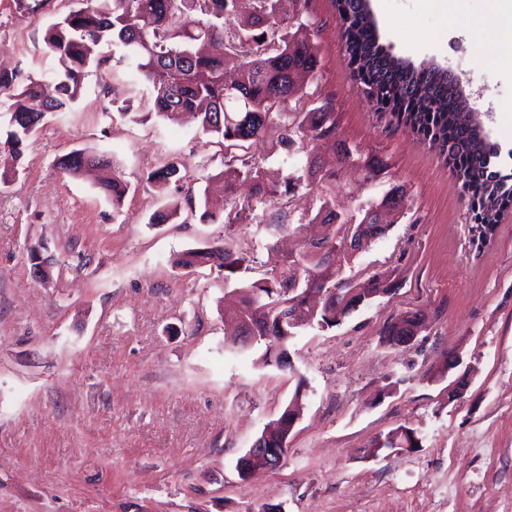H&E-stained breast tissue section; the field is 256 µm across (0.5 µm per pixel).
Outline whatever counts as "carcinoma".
<instances>
[{
  "label": "carcinoma",
  "mask_w": 512,
  "mask_h": 512,
  "mask_svg": "<svg viewBox=\"0 0 512 512\" xmlns=\"http://www.w3.org/2000/svg\"><path fill=\"white\" fill-rule=\"evenodd\" d=\"M69 12L50 24L45 31L46 53L54 66L35 78H22L20 71L0 69V112L9 115L7 141L12 145V163L0 172V182L8 184L23 172L22 159L29 141L48 114L71 110L82 92V81L90 68L100 70L110 56L92 58L89 45L105 44L122 50L127 63L147 85L148 114L175 122L184 112L199 117L203 134L217 138L224 149V198L213 199L207 193L198 196L193 187H184L188 176L179 165L167 162L147 174L168 203L157 210L153 224H166L180 216L187 204L192 216L202 223L250 224L256 207L274 198L292 197L302 181L321 188L319 205L306 214V224L328 225L325 244L336 247L360 224L376 219L372 205L358 208L336 220V200L328 186L336 182V167L322 165L316 147L322 138L336 135L337 115L327 103L310 109L296 106L285 113L284 120L270 126V111L304 97L306 78L321 68L317 48L307 42H293V24L280 13V0H255L254 10L241 14L232 0H71ZM339 14L353 17L342 32L347 57L358 63L369 82L396 98L395 111L406 97H411V121L417 134L439 141V153L452 163L457 179L466 185L472 178L474 196L492 198L508 187L512 202V174L494 168L492 160L499 147L479 135L481 120L457 110L458 87L451 77L423 76L409 69L403 60L390 54L379 43L369 0H336ZM265 40L258 41V38ZM238 58V69L229 77L225 56ZM289 156L297 150L306 152L302 174L289 176L283 188L269 186L263 167L251 148L261 141ZM338 164L361 172L365 179L378 176L376 159L364 158L360 150L343 145ZM57 166L69 177L86 168L100 171L98 189L112 204L120 206L130 190L120 171L103 155L72 150L58 157ZM242 181L252 185L250 199L236 203V191ZM503 205L479 210L480 223L475 229L494 233ZM246 258L238 255L232 244L190 249L174 260V267L196 269L215 265L224 269L229 282L243 268ZM340 269L323 268L308 248L295 257L275 255L270 258L265 278L238 288L240 306L228 315L237 335L258 336L263 347L261 360L272 364L277 343L265 340L269 321L279 308L298 297L290 292L298 281L321 276L331 287L345 284L350 298L340 316L352 312L361 302L393 287L390 277L371 271L362 282L339 277ZM419 447L416 433L401 428L378 444V450Z\"/></svg>",
  "instance_id": "carcinoma-1"
}]
</instances>
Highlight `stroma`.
I'll return each instance as SVG.
<instances>
[{"label": "stroma", "mask_w": 512, "mask_h": 512, "mask_svg": "<svg viewBox=\"0 0 512 512\" xmlns=\"http://www.w3.org/2000/svg\"><path fill=\"white\" fill-rule=\"evenodd\" d=\"M501 4L378 0L373 13L392 55L460 78L508 173L512 68L473 46L502 32L471 28ZM70 7L49 0L31 13L0 0V68L48 69L45 30ZM303 20L298 36L321 57L308 100L332 103L336 139L384 163L369 181L344 173L338 209L396 186L409 208L401 219L384 214L387 235L341 275L385 270L393 290L337 326L296 328L289 372L233 342L224 313L239 297L223 271L179 269L173 258L229 238L247 259L238 280H261L271 255L301 250L309 230L299 220L320 189L300 187L277 229L151 223L164 200L149 170L180 162L194 189L217 195L224 153L193 116L145 118V87L113 50L106 69L85 74L71 112L46 117L19 179L0 185V512H512V206L475 250L452 169L352 79L335 0H308ZM75 149L114 162L131 185L121 206L95 175L60 172L57 157ZM33 248L51 265L48 281L32 274ZM406 312L424 318L416 339L383 343V326ZM451 355L471 379L454 399ZM297 392L282 462L241 478L239 458ZM403 427L418 447L370 457Z\"/></svg>", "instance_id": "obj_1"}]
</instances>
